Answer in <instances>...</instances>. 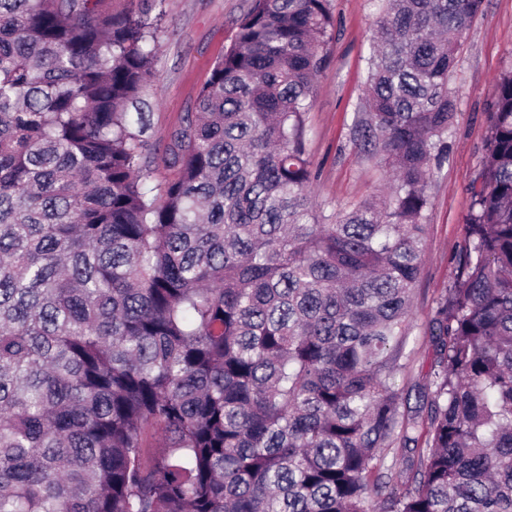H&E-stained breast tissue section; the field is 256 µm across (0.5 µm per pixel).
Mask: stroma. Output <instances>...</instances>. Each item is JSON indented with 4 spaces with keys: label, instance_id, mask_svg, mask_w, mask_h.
Instances as JSON below:
<instances>
[{
    "label": "stroma",
    "instance_id": "35a3bbf8",
    "mask_svg": "<svg viewBox=\"0 0 512 512\" xmlns=\"http://www.w3.org/2000/svg\"><path fill=\"white\" fill-rule=\"evenodd\" d=\"M250 0H165L166 21L158 33L156 77L151 104L149 149L161 152L170 132L189 112L214 61L235 34L237 19ZM339 32L326 67L318 76V96L308 114L309 154L318 170V199L349 209L377 194L386 178L382 168L362 160L348 141V128L367 75L369 25L374 0H333ZM512 67V0H485L460 48L452 77L457 94L450 158L432 185L425 257L416 285L409 347L415 363L398 375L407 387L431 356L427 316L454 279L453 258L464 242L471 180L478 172L489 134L493 84Z\"/></svg>",
    "mask_w": 512,
    "mask_h": 512
}]
</instances>
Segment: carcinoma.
Segmentation results:
<instances>
[{
    "label": "carcinoma",
    "instance_id": "obj_1",
    "mask_svg": "<svg viewBox=\"0 0 512 512\" xmlns=\"http://www.w3.org/2000/svg\"><path fill=\"white\" fill-rule=\"evenodd\" d=\"M135 2L0 0V512H512V69L396 383L485 0H377L349 140L388 186L351 209L307 149L331 0H251L159 199Z\"/></svg>",
    "mask_w": 512,
    "mask_h": 512
}]
</instances>
